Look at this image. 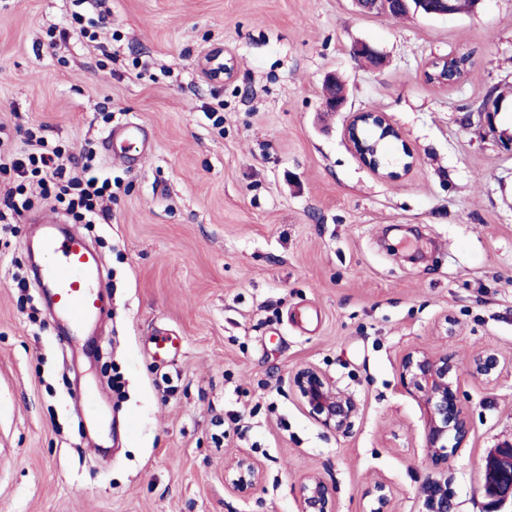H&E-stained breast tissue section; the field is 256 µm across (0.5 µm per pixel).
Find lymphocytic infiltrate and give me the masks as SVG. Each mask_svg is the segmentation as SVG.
<instances>
[{"mask_svg": "<svg viewBox=\"0 0 512 512\" xmlns=\"http://www.w3.org/2000/svg\"><path fill=\"white\" fill-rule=\"evenodd\" d=\"M46 124L28 127L22 145L0 137V174L14 186L0 198V227L33 209L36 200L62 205L75 221L99 224L108 220L113 197L111 177L98 170L92 153H73L48 138Z\"/></svg>", "mask_w": 512, "mask_h": 512, "instance_id": "lymphocytic-infiltrate-1", "label": "lymphocytic infiltrate"}]
</instances>
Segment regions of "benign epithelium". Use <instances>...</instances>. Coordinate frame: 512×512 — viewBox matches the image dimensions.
<instances>
[{
  "label": "benign epithelium",
  "instance_id": "7a95c632",
  "mask_svg": "<svg viewBox=\"0 0 512 512\" xmlns=\"http://www.w3.org/2000/svg\"><path fill=\"white\" fill-rule=\"evenodd\" d=\"M415 2V13L423 16L454 13L453 0ZM324 105L330 112H340L346 105V97L336 95V77L333 75L327 76L324 82ZM374 118L384 127L391 125L383 112H354L346 125L345 135H350V128ZM459 365V357L448 352L413 350L401 360L402 386L418 394L427 407L425 439L433 473L421 487V512H451L452 509L448 483L443 479V472L448 467V439H453L454 447L459 448L470 433L469 418L459 397ZM500 366L501 359L494 350L482 351L469 362L472 376L487 383L496 378ZM291 386L303 408L324 428L339 433L352 426L358 414L357 401L330 384L320 369L314 366L299 368L291 379ZM262 479L261 467L246 453L239 454L233 465L224 470V486L242 497L252 494ZM480 490L493 504L502 507L512 502V444L494 448L487 454ZM368 494L374 497L376 504L369 512H387L389 499L383 484H375ZM300 512H336L334 490L320 475L309 474L301 483Z\"/></svg>",
  "mask_w": 512,
  "mask_h": 512
}]
</instances>
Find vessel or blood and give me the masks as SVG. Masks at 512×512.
<instances>
[{"label":"vessel or blood","mask_w":512,"mask_h":512,"mask_svg":"<svg viewBox=\"0 0 512 512\" xmlns=\"http://www.w3.org/2000/svg\"><path fill=\"white\" fill-rule=\"evenodd\" d=\"M102 146L108 158L129 169L138 168L152 150L145 130L133 122L112 126ZM25 221L37 226L35 246L48 257L35 278L36 285L49 298L48 314L62 345L74 347L84 326L103 316L107 297L104 264L82 235L62 232L59 218L41 210L27 214Z\"/></svg>","instance_id":"1"}]
</instances>
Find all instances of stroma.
<instances>
[{"label":"stroma","instance_id":"1","mask_svg":"<svg viewBox=\"0 0 512 512\" xmlns=\"http://www.w3.org/2000/svg\"><path fill=\"white\" fill-rule=\"evenodd\" d=\"M107 5L108 61L71 29L74 0H0V125L45 123L120 182L108 223L79 227L111 282L79 368L32 285L28 224L0 234V512H299L311 473L333 487L336 512H369L377 483L388 512H420L426 406L402 387L400 361L491 349L495 382L459 371L471 430L444 473L453 512H485L482 460L512 441V154L474 108L491 88L512 91V0L408 18L351 0ZM52 26L69 31L53 49ZM360 42L384 68L354 58ZM458 51L472 54L464 78L428 81L430 62ZM224 62L230 74L211 78ZM330 72L346 111L323 108ZM369 109L414 155L406 172L395 154L398 181L344 136L350 113ZM121 122L154 134L135 171L100 153ZM161 329L179 340L163 362ZM305 365L357 400L347 432L293 394ZM110 371L123 386L105 392V462L75 395ZM241 453L263 470L246 498L224 485Z\"/></svg>","mask_w":512,"mask_h":512}]
</instances>
